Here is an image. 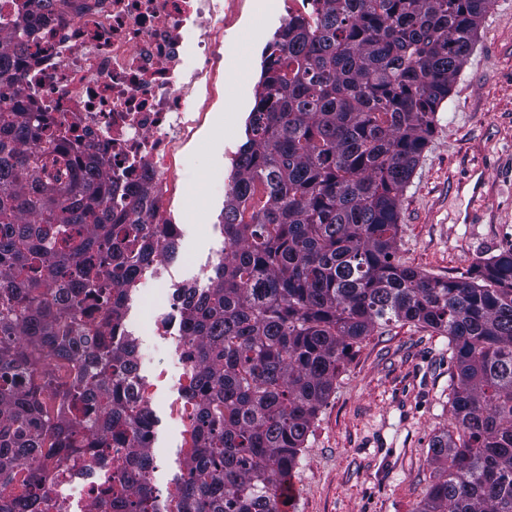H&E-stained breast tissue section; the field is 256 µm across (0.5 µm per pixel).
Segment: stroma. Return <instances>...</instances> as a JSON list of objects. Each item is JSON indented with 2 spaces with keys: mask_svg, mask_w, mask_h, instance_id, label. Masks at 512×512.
I'll list each match as a JSON object with an SVG mask.
<instances>
[{
  "mask_svg": "<svg viewBox=\"0 0 512 512\" xmlns=\"http://www.w3.org/2000/svg\"><path fill=\"white\" fill-rule=\"evenodd\" d=\"M248 3L251 16L235 42L251 71L239 75L235 57L226 58L231 83L188 161L176 208L186 236L172 265L185 280L219 259L199 231L221 221L230 171L222 149L245 140L262 50L278 26V0ZM510 243L512 0H494L405 192L397 252L421 272L460 278ZM452 373L448 338L432 328L399 321L361 338L301 451L291 512H417L432 482L430 443L448 429ZM157 383L152 453L173 470L182 426L168 404L182 389L173 378Z\"/></svg>",
  "mask_w": 512,
  "mask_h": 512,
  "instance_id": "obj_1",
  "label": "stroma"
}]
</instances>
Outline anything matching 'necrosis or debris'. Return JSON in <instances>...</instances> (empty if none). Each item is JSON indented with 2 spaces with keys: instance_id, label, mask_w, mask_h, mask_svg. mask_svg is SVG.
Instances as JSON below:
<instances>
[{
  "instance_id": "obj_1",
  "label": "necrosis or debris",
  "mask_w": 512,
  "mask_h": 512,
  "mask_svg": "<svg viewBox=\"0 0 512 512\" xmlns=\"http://www.w3.org/2000/svg\"><path fill=\"white\" fill-rule=\"evenodd\" d=\"M244 0H60L55 12L24 13V0H0L22 17L18 88L40 109L48 131L78 154L94 155L112 183V208L182 239L173 211L182 172L224 95V60L244 22ZM160 265L139 271L130 293L164 292L153 333L185 342L182 291L161 289ZM42 512H97V489L119 482L108 456L55 465Z\"/></svg>"
}]
</instances>
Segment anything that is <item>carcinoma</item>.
Segmentation results:
<instances>
[{"label": "carcinoma", "mask_w": 512, "mask_h": 512, "mask_svg": "<svg viewBox=\"0 0 512 512\" xmlns=\"http://www.w3.org/2000/svg\"><path fill=\"white\" fill-rule=\"evenodd\" d=\"M491 0H324L264 54L261 92L224 196V256L187 303L195 477L181 512H280L354 344L408 321L448 336L451 430L430 445L418 512H512V247L465 278L396 255L405 189ZM0 50L16 89L27 31ZM21 99L0 112V512H38L42 461L113 442L140 470L149 434L130 336L104 341L82 296L119 314V285L158 242L112 212V183ZM101 490L104 512L150 498Z\"/></svg>", "instance_id": "1"}]
</instances>
